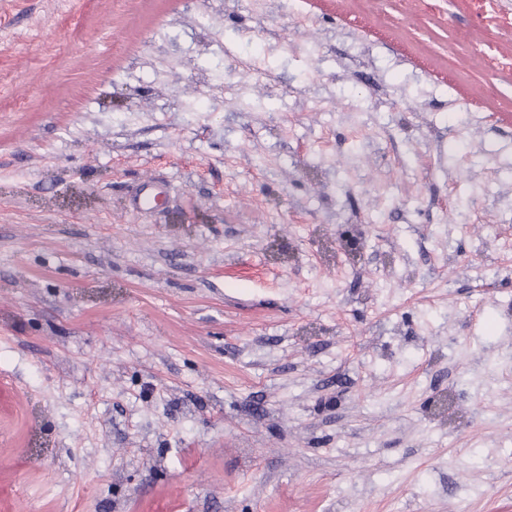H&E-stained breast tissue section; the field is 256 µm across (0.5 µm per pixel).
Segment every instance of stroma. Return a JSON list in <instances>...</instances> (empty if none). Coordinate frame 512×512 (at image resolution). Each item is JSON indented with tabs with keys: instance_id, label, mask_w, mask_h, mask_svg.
Masks as SVG:
<instances>
[{
	"instance_id": "35a3bbf8",
	"label": "stroma",
	"mask_w": 512,
	"mask_h": 512,
	"mask_svg": "<svg viewBox=\"0 0 512 512\" xmlns=\"http://www.w3.org/2000/svg\"><path fill=\"white\" fill-rule=\"evenodd\" d=\"M440 8L0 0V512H512V0ZM165 193V189L160 184L152 181H145L132 188L129 201L135 209L143 208L148 201L155 200Z\"/></svg>"
}]
</instances>
